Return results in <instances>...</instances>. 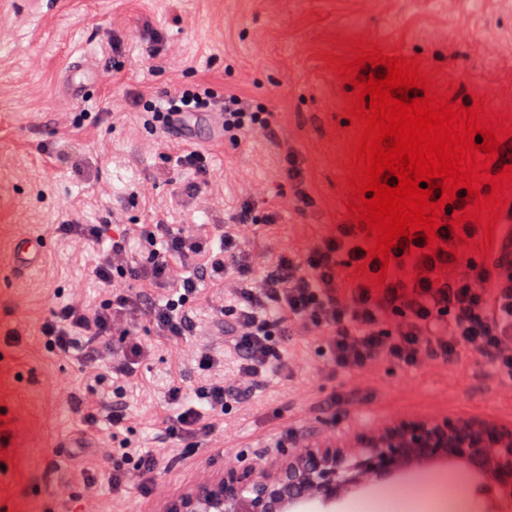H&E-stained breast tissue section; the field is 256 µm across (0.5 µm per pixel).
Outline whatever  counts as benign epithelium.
Here are the masks:
<instances>
[{"mask_svg":"<svg viewBox=\"0 0 512 512\" xmlns=\"http://www.w3.org/2000/svg\"><path fill=\"white\" fill-rule=\"evenodd\" d=\"M461 466L512 504V426L461 417H399L333 440L311 439L275 461L232 465L165 512H335L348 495L436 466Z\"/></svg>","mask_w":512,"mask_h":512,"instance_id":"7a95c632","label":"benign epithelium"}]
</instances>
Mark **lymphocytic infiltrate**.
<instances>
[{"label":"lymphocytic infiltrate","mask_w":512,"mask_h":512,"mask_svg":"<svg viewBox=\"0 0 512 512\" xmlns=\"http://www.w3.org/2000/svg\"><path fill=\"white\" fill-rule=\"evenodd\" d=\"M134 103L145 124L160 132L178 112L221 113L224 134L234 145L242 133L270 131L276 124L269 109L203 82L152 98L138 94ZM176 165L191 172L192 179L174 182L175 195L194 196L207 189L212 169L206 151H181ZM278 221V211L262 212L255 202H243L221 227L220 250L213 253L195 230L173 227L159 217L112 237L105 225L63 220L55 230L76 247L107 242L91 273L108 298L93 309L75 300L53 303L40 328L45 346L59 355L78 353L84 367L127 379L145 355L133 325L138 310H147L156 335L174 343L196 331L191 306L201 285L226 283L232 293L224 335L236 372L247 379L256 381L286 367L287 346L297 327L324 336L323 350L340 372L380 358L412 368L425 357L458 360L479 355L490 360L500 380L512 384V226L505 228L493 261L483 263L456 260L451 252L459 236L475 237L478 226L464 225L459 235L440 226L442 250L406 261L402 248H394V263L383 286L372 289L352 272L363 262L370 272H378L381 262L367 259L362 235L348 224L337 225L304 255L284 251L255 270L236 227ZM134 240L148 245L147 256L133 253ZM179 266L184 274H176ZM157 286L167 289L158 299L150 293ZM391 315L396 322L385 327ZM116 336L123 342L118 351L112 348ZM239 396L220 379L207 380L190 397L182 386L171 385L166 400L175 411L164 421L165 435H213L217 417ZM110 453L118 466L101 475L85 470L87 484L101 477L111 490L121 491L131 474L147 484L158 470L156 454L130 448L127 441H119Z\"/></svg>","instance_id":"1"}]
</instances>
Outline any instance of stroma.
Segmentation results:
<instances>
[{"label": "stroma", "mask_w": 512, "mask_h": 512, "mask_svg": "<svg viewBox=\"0 0 512 512\" xmlns=\"http://www.w3.org/2000/svg\"><path fill=\"white\" fill-rule=\"evenodd\" d=\"M150 30L163 34L167 50L145 60L140 44ZM110 32L123 38L124 55H113ZM350 37L420 55L437 83L454 81L463 105L477 93L494 111L512 114V0H0V448L8 453L0 462V512H163L168 500L229 465L276 460L305 438L333 439L395 417L512 425V385L501 384L485 358H427L412 370L380 358L337 373L313 332L291 342L287 370L225 410L221 432L167 438L168 385L190 389L205 379L197 349L209 348L220 361L217 374L238 382L221 364L224 338L214 329L225 291L206 284L192 311L197 331L178 345L138 322L149 355L126 387L122 435L158 451L152 492L87 486L80 467H108L111 458L99 448L56 445L78 422L76 404L107 408L112 387L94 381L77 356L50 353L41 338L50 299L95 307L106 298L91 274L100 246L74 248L52 225L71 214L88 224H145L160 212L170 224L211 235L248 199L280 214L278 224L241 229L255 268L279 251L303 254L346 221L354 132L342 113L351 87L326 57ZM78 60L90 87L75 99L67 86ZM199 82L269 106L278 123L248 133L237 148L197 125L195 144L210 153L214 174L206 195L178 202L171 182L179 173L166 158L182 146L144 125L130 96ZM74 112L85 113L83 127L70 126ZM290 148L307 165L311 204L302 210L275 191ZM33 234L49 241L45 262L14 275L10 248ZM442 475L439 468L413 473L398 481L397 501L371 489L343 500L338 512H438Z\"/></svg>", "instance_id": "obj_1"}]
</instances>
